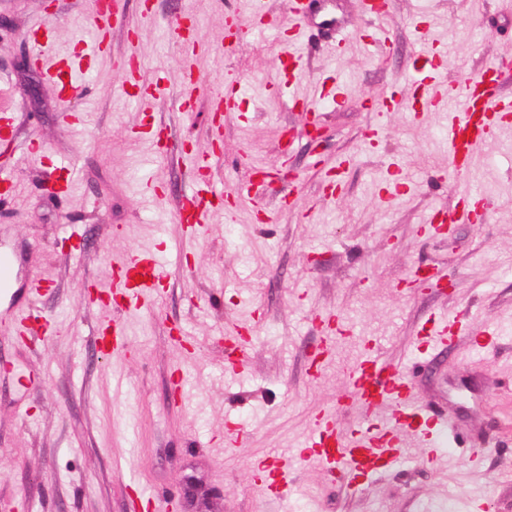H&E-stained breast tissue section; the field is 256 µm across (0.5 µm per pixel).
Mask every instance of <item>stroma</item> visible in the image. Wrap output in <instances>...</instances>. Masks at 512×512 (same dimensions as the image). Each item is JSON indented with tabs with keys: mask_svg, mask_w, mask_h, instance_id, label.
Masks as SVG:
<instances>
[{
	"mask_svg": "<svg viewBox=\"0 0 512 512\" xmlns=\"http://www.w3.org/2000/svg\"><path fill=\"white\" fill-rule=\"evenodd\" d=\"M262 3L272 28L242 27L231 43L225 21L247 19L250 0H119L104 51L65 103L42 69L17 62L33 56L28 31L42 20L54 25L49 58L72 54L91 36L89 0H0V111L14 119L0 168L20 182L16 199L0 204V241L22 270L0 321L24 319L28 284L44 285L41 323L22 336L0 324V507L128 512L139 486L185 512H512V123L454 173L445 129L455 99L412 114L407 82L419 22L445 54L447 87L512 57V0H391L379 21L362 16L358 0H305L298 66L282 87L276 36L292 20L288 0ZM177 20L193 25L192 56L166 37ZM334 21L351 30L335 55L326 45ZM128 54L161 82L149 105L123 91ZM189 59L200 75L192 85ZM497 80L512 95V67H499ZM326 81L345 85L341 105L316 98ZM235 86L243 115L224 119L216 153L213 100ZM66 109L80 126L62 121ZM313 117L325 133L317 149L307 137ZM159 119L164 146L136 139ZM36 139L44 151L33 155ZM205 152L203 174L192 156ZM54 162L74 172L64 199L42 188ZM327 164L342 168L333 198ZM258 166L287 168L291 204L273 193L226 212L224 198ZM203 180L218 204L189 236L174 214ZM468 191L488 199L483 217L449 234L425 231L430 210H454ZM142 252L166 268L159 297L137 310L89 302L87 287L110 292L122 260ZM419 267L441 287L413 283ZM330 315L344 333L314 368ZM432 316L466 323L452 348L412 373L420 396L447 408L457 448L408 449L399 471L355 493L299 459L319 412L345 431L361 423L357 404L337 400L365 345L378 340L387 362L404 366ZM112 320L123 323L125 346L105 356L98 330ZM234 328L251 339L236 369L225 354ZM488 329L494 345L475 353ZM267 455L290 460L284 500L264 499L253 483Z\"/></svg>",
	"mask_w": 512,
	"mask_h": 512,
	"instance_id": "obj_1",
	"label": "stroma"
}]
</instances>
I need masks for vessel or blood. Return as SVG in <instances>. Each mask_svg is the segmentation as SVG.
Listing matches in <instances>:
<instances>
[{
    "mask_svg": "<svg viewBox=\"0 0 512 512\" xmlns=\"http://www.w3.org/2000/svg\"><path fill=\"white\" fill-rule=\"evenodd\" d=\"M92 20L93 39L84 53L72 56L63 64L52 63L44 72L45 77L59 86L62 96L77 91V76L87 56L104 49L108 18L103 0H94ZM438 70L434 64L428 71H415L411 78L422 89L420 109L438 106L443 100L442 94L434 90ZM492 76V71H485L457 90L459 112L447 127L449 159L455 172L466 169L473 147L493 135L499 120L512 116V97L500 95ZM272 185L270 177L256 178L239 185L233 198L238 202L252 201ZM206 195V189L200 188L182 197L177 210L178 223L190 227L202 223L208 212ZM166 277L158 258L140 254L121 266L113 290L129 295L132 305L137 306L145 296L154 294ZM17 278L14 254L0 250V298H14ZM463 329L461 321L430 318L423 336L417 340L412 363H419L434 349L453 345ZM348 377L347 397L358 404L361 424L346 432L339 428L333 414H320L298 453L300 459H316L327 475H343L349 486L358 490L377 476L396 470L409 448L447 447V414L424 403L408 376L384 361L377 346L365 350ZM253 474L255 485L265 496L285 497L287 469L282 459L258 462Z\"/></svg>",
    "mask_w": 512,
    "mask_h": 512,
    "instance_id": "obj_1",
    "label": "vessel or blood"
}]
</instances>
